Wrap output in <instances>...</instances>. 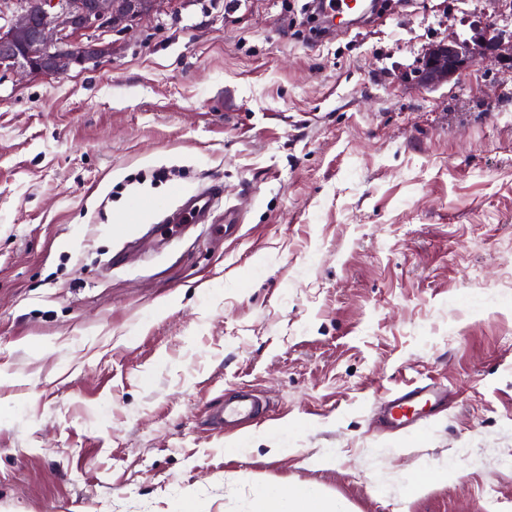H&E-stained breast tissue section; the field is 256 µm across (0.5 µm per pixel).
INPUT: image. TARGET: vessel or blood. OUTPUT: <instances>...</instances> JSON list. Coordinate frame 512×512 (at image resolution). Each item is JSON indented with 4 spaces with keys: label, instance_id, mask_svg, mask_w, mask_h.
Listing matches in <instances>:
<instances>
[{
    "label": "vessel or blood",
    "instance_id": "vessel-or-blood-1",
    "mask_svg": "<svg viewBox=\"0 0 512 512\" xmlns=\"http://www.w3.org/2000/svg\"><path fill=\"white\" fill-rule=\"evenodd\" d=\"M224 191L221 185L212 184L189 195L174 218L177 224H205ZM448 398L447 386L431 381L408 385L390 392L380 402V421L391 432L409 434L421 429L442 409ZM270 409L266 399L251 390L239 392L225 400L223 406L212 413L215 422L225 431L233 432L245 424H255L264 419Z\"/></svg>",
    "mask_w": 512,
    "mask_h": 512
}]
</instances>
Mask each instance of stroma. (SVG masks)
<instances>
[{"mask_svg": "<svg viewBox=\"0 0 512 512\" xmlns=\"http://www.w3.org/2000/svg\"><path fill=\"white\" fill-rule=\"evenodd\" d=\"M307 2L167 0L111 59L0 72V512H251L262 483L512 512V61L417 78L512 0L327 35ZM215 180L213 224L155 236ZM426 376L446 410L379 429ZM237 387L273 408L227 434ZM470 53V46L456 38L432 45L424 55L419 80L428 86L446 82L461 69L468 57L476 60Z\"/></svg>", "mask_w": 512, "mask_h": 512, "instance_id": "stroma-1", "label": "stroma"}]
</instances>
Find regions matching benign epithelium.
I'll use <instances>...</instances> for the list:
<instances>
[{
  "mask_svg": "<svg viewBox=\"0 0 512 512\" xmlns=\"http://www.w3.org/2000/svg\"><path fill=\"white\" fill-rule=\"evenodd\" d=\"M163 0H17L0 12V71L59 77L73 65L97 63L112 55V44L82 41L92 32H126L153 16ZM479 55L497 57L512 48V33L490 27ZM470 57L456 38L432 45L418 78L434 86L451 79Z\"/></svg>",
  "mask_w": 512,
  "mask_h": 512,
  "instance_id": "benign-epithelium-1",
  "label": "benign epithelium"
}]
</instances>
